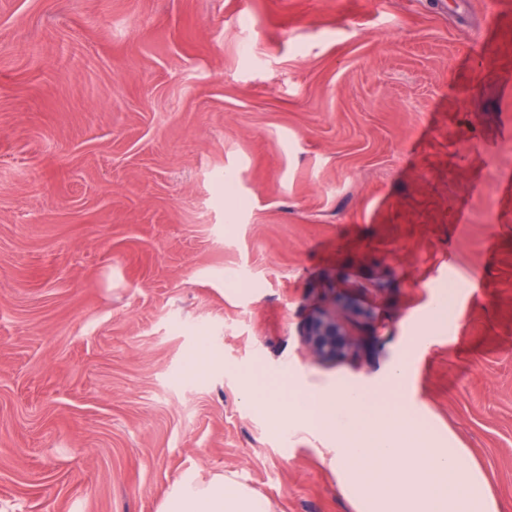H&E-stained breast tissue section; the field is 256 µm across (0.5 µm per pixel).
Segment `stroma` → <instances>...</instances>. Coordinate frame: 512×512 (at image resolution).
Wrapping results in <instances>:
<instances>
[{
    "label": "stroma",
    "mask_w": 512,
    "mask_h": 512,
    "mask_svg": "<svg viewBox=\"0 0 512 512\" xmlns=\"http://www.w3.org/2000/svg\"><path fill=\"white\" fill-rule=\"evenodd\" d=\"M337 298L372 355L306 351ZM397 358L512 512V0H0V512H351L241 375ZM448 288V289H447ZM460 288L456 282H449L448 287L440 288L435 312L432 316L431 322L434 327H443L447 325L448 320L451 318L453 313V299L457 293V290L452 293H448L453 289ZM164 512H271L270 501L230 480L195 487L169 500Z\"/></svg>",
    "instance_id": "35a3bbf8"
}]
</instances>
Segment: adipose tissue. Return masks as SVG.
Instances as JSON below:
<instances>
[{
    "label": "adipose tissue",
    "mask_w": 512,
    "mask_h": 512,
    "mask_svg": "<svg viewBox=\"0 0 512 512\" xmlns=\"http://www.w3.org/2000/svg\"><path fill=\"white\" fill-rule=\"evenodd\" d=\"M164 512H271V504L245 486L220 480L171 498Z\"/></svg>",
    "instance_id": "1"
}]
</instances>
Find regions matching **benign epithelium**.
I'll list each match as a JSON object with an SVG mask.
<instances>
[{
  "instance_id": "benign-epithelium-1",
  "label": "benign epithelium",
  "mask_w": 512,
  "mask_h": 512,
  "mask_svg": "<svg viewBox=\"0 0 512 512\" xmlns=\"http://www.w3.org/2000/svg\"><path fill=\"white\" fill-rule=\"evenodd\" d=\"M348 318L339 313L337 304L317 310L304 326L302 336L306 349L323 360H336L351 356L359 358L370 353L380 341L378 330L368 329L364 336H348Z\"/></svg>"
}]
</instances>
